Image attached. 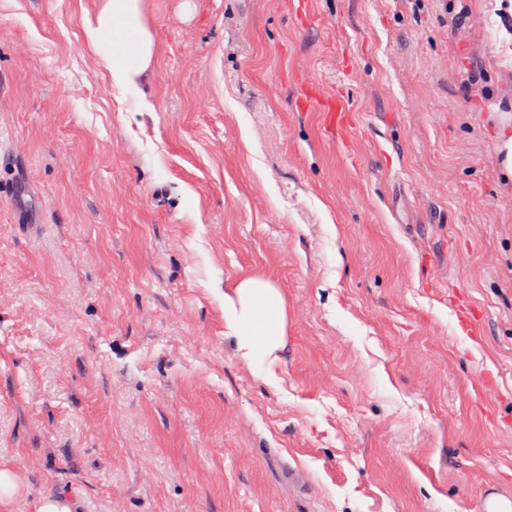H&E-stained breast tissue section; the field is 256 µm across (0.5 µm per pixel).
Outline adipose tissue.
Here are the masks:
<instances>
[{"instance_id":"obj_1","label":"adipose tissue","mask_w":512,"mask_h":512,"mask_svg":"<svg viewBox=\"0 0 512 512\" xmlns=\"http://www.w3.org/2000/svg\"><path fill=\"white\" fill-rule=\"evenodd\" d=\"M85 33L116 86L134 84L151 61L154 41L142 19L141 0H104ZM224 330L244 357L265 367L285 333V308L277 288L258 277L242 279L224 299Z\"/></svg>"}]
</instances>
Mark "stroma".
<instances>
[{
	"label": "stroma",
	"instance_id": "1",
	"mask_svg": "<svg viewBox=\"0 0 512 512\" xmlns=\"http://www.w3.org/2000/svg\"><path fill=\"white\" fill-rule=\"evenodd\" d=\"M102 5L0 0L10 512L512 503V0H141L125 93ZM249 276L274 385L224 333ZM85 33L118 87L134 84L151 61L154 41L143 22L140 0H104ZM224 330L244 357L265 367L285 333V308L277 288L262 278L242 279L234 294L224 298Z\"/></svg>",
	"mask_w": 512,
	"mask_h": 512
}]
</instances>
